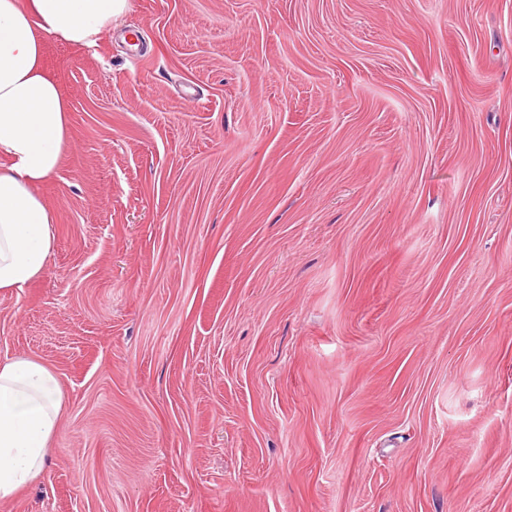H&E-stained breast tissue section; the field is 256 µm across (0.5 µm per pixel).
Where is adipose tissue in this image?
<instances>
[{
	"label": "adipose tissue",
	"mask_w": 512,
	"mask_h": 512,
	"mask_svg": "<svg viewBox=\"0 0 512 512\" xmlns=\"http://www.w3.org/2000/svg\"><path fill=\"white\" fill-rule=\"evenodd\" d=\"M130 0H0V290L45 270L56 216L37 195L57 172L69 110L44 65V39L95 46ZM63 412L55 373L30 357L0 360V505L43 471Z\"/></svg>",
	"instance_id": "ef3b65f1"
}]
</instances>
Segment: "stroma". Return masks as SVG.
I'll use <instances>...</instances> for the list:
<instances>
[{"instance_id": "35a3bbf8", "label": "stroma", "mask_w": 512, "mask_h": 512, "mask_svg": "<svg viewBox=\"0 0 512 512\" xmlns=\"http://www.w3.org/2000/svg\"><path fill=\"white\" fill-rule=\"evenodd\" d=\"M44 63L0 359L64 412L6 512H512V0H131Z\"/></svg>"}]
</instances>
